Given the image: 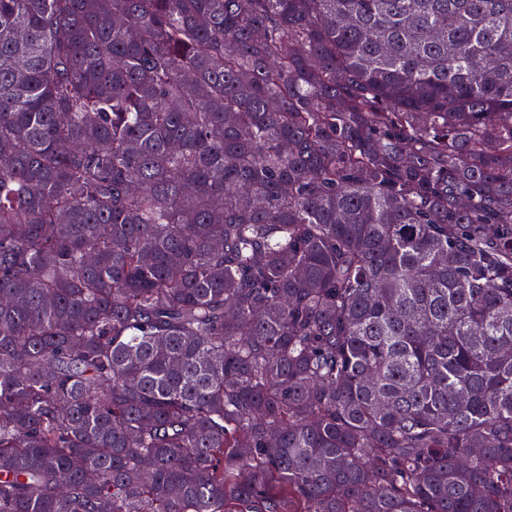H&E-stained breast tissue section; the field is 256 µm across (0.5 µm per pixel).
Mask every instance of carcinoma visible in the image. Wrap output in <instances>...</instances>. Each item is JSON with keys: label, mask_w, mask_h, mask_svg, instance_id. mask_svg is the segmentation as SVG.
I'll return each instance as SVG.
<instances>
[{"label": "carcinoma", "mask_w": 512, "mask_h": 512, "mask_svg": "<svg viewBox=\"0 0 512 512\" xmlns=\"http://www.w3.org/2000/svg\"><path fill=\"white\" fill-rule=\"evenodd\" d=\"M0 512H512V0H0Z\"/></svg>", "instance_id": "carcinoma-1"}]
</instances>
